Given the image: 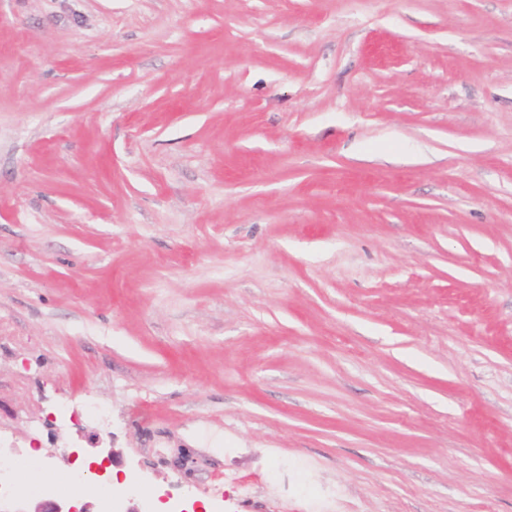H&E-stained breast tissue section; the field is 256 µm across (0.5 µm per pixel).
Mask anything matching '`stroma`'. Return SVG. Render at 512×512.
<instances>
[{
  "label": "stroma",
  "mask_w": 512,
  "mask_h": 512,
  "mask_svg": "<svg viewBox=\"0 0 512 512\" xmlns=\"http://www.w3.org/2000/svg\"><path fill=\"white\" fill-rule=\"evenodd\" d=\"M512 512V0H0V512Z\"/></svg>",
  "instance_id": "35a3bbf8"
}]
</instances>
